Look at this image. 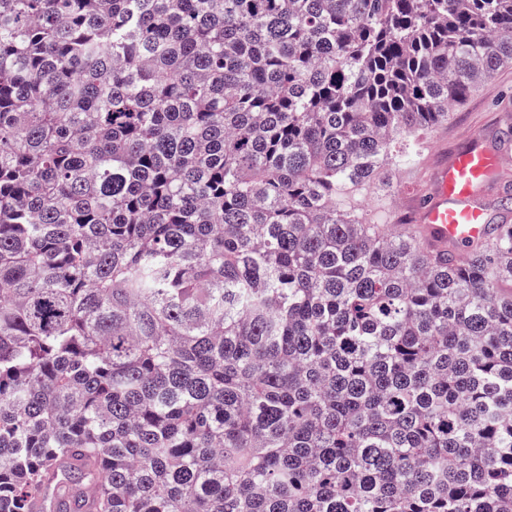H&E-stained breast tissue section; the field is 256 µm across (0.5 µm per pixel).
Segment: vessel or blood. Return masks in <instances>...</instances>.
Wrapping results in <instances>:
<instances>
[{
  "label": "vessel or blood",
  "instance_id": "vessel-or-blood-1",
  "mask_svg": "<svg viewBox=\"0 0 512 512\" xmlns=\"http://www.w3.org/2000/svg\"><path fill=\"white\" fill-rule=\"evenodd\" d=\"M504 161L478 134L467 148L438 167L417 216L424 245L452 246L463 254L469 242L485 235L487 215L477 192Z\"/></svg>",
  "mask_w": 512,
  "mask_h": 512
}]
</instances>
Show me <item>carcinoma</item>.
I'll use <instances>...</instances> for the list:
<instances>
[{"instance_id": "carcinoma-1", "label": "carcinoma", "mask_w": 512, "mask_h": 512, "mask_svg": "<svg viewBox=\"0 0 512 512\" xmlns=\"http://www.w3.org/2000/svg\"><path fill=\"white\" fill-rule=\"evenodd\" d=\"M511 64L512 0H0V512H512V224L341 204Z\"/></svg>"}]
</instances>
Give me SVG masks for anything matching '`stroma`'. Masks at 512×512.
Segmentation results:
<instances>
[{"label": "stroma", "instance_id": "stroma-1", "mask_svg": "<svg viewBox=\"0 0 512 512\" xmlns=\"http://www.w3.org/2000/svg\"><path fill=\"white\" fill-rule=\"evenodd\" d=\"M478 133L485 136L492 148L512 152V66L500 70L482 85L455 110L448 124L425 135L413 165L390 171L393 188L388 196H381L371 186L347 198L346 206L360 208L376 223L390 228L411 218L416 194L431 185L439 164L465 149ZM509 191L512 162L500 166L479 191L492 223L512 224V213L498 207L501 197Z\"/></svg>", "mask_w": 512, "mask_h": 512}]
</instances>
